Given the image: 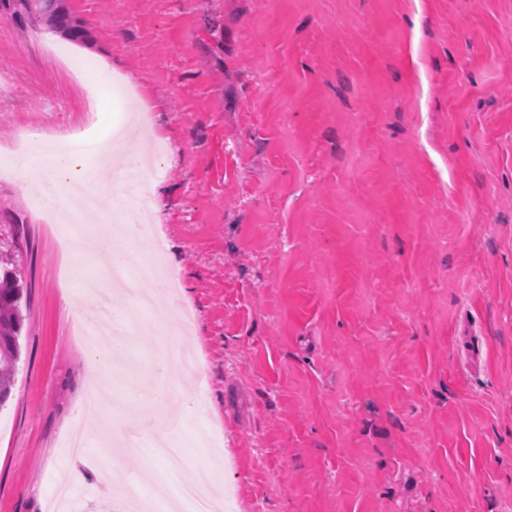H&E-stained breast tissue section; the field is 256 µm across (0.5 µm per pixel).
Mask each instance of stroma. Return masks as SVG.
I'll use <instances>...</instances> for the list:
<instances>
[{"instance_id": "obj_1", "label": "stroma", "mask_w": 512, "mask_h": 512, "mask_svg": "<svg viewBox=\"0 0 512 512\" xmlns=\"http://www.w3.org/2000/svg\"><path fill=\"white\" fill-rule=\"evenodd\" d=\"M76 36L0 10V225L27 321L0 407V512H47L70 468L108 512L155 470L65 439L91 389L181 413L196 479L237 512H501L512 504V0H63ZM126 88L97 120L101 62ZM158 123L154 236L181 281L117 295L136 330L88 371L56 253L10 168L20 140L90 149ZM166 326L199 358L184 408Z\"/></svg>"}]
</instances>
